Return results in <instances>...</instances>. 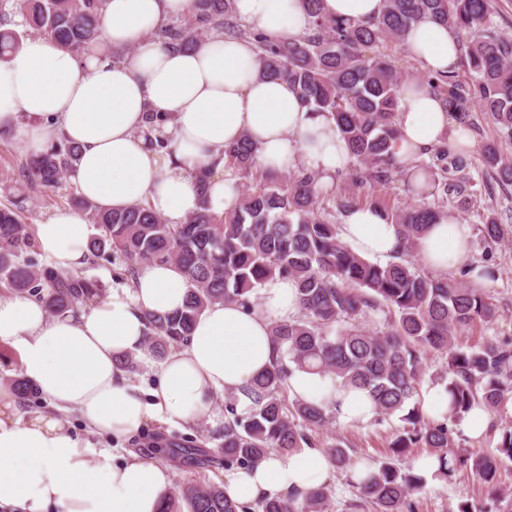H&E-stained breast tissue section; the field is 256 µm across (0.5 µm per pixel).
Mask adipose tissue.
<instances>
[{
  "label": "adipose tissue",
  "mask_w": 512,
  "mask_h": 512,
  "mask_svg": "<svg viewBox=\"0 0 512 512\" xmlns=\"http://www.w3.org/2000/svg\"><path fill=\"white\" fill-rule=\"evenodd\" d=\"M190 0H107L103 33L87 54L76 56L53 40L34 36L0 59V131H13L32 151L63 138L77 145L71 179L80 195L120 210L147 202L167 223H183L196 210L199 167L223 163L224 149L242 136L259 147L262 168H298L330 176L353 158L335 119L304 107L282 81L260 79L253 44L217 36L200 46L168 49L152 33ZM237 15L255 30L279 39L302 35L310 17L301 0H235ZM410 53L431 72L456 61V39L425 20L405 37ZM133 47L125 61L112 52ZM409 75L402 87L397 155L410 162L456 134L443 101L417 91ZM171 114L163 128L170 152L147 139L149 113ZM342 239L364 257L386 260L397 251L398 225L376 210L348 212ZM36 242L61 271L82 267L90 229L83 211L61 208L35 226ZM469 225L442 218L421 237L416 253L436 271L457 268L469 252ZM187 285L169 264L142 265L133 292L48 313L27 296H0V341L19 354L18 370L55 408L32 419L17 417V400L0 387V512H160L172 491L162 464L131 457L116 464L110 453L88 460L89 445L71 433L66 416L78 415L97 433L120 438L150 422L189 425L211 421L217 394L229 392L238 414L256 407L250 383L273 363L271 328L299 312L297 286L277 278L261 290L258 308L216 303L198 318L188 344L169 352L151 389L135 386L117 358L145 345L146 313L184 304ZM292 396L329 398L339 421L367 423L376 416L366 391L339 387L329 378L295 372ZM332 467L321 449L272 453L250 469L225 473L226 494L241 503L308 492L328 480Z\"/></svg>",
  "instance_id": "obj_1"
}]
</instances>
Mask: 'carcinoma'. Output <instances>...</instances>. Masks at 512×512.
<instances>
[{"mask_svg": "<svg viewBox=\"0 0 512 512\" xmlns=\"http://www.w3.org/2000/svg\"><path fill=\"white\" fill-rule=\"evenodd\" d=\"M107 0H25L26 23L61 48L80 55L101 34ZM189 15L156 32L166 47H195L220 33L228 40L248 39L257 56V73L288 83L302 105L328 112L353 155L349 176L358 186L388 185L403 180L407 191L422 202L388 209L377 200L367 204L401 227L402 252L415 250L417 240L444 213L448 200L459 209L472 195L465 150L446 140L429 150L430 161H416L425 176L419 184L397 157V116L403 75L375 48L401 43L413 24L430 18L459 35L455 71L425 72L422 86L439 96L461 126L473 125L481 112L512 141V38L500 35L492 22L491 0H385L381 14L368 21L326 17L321 0H302L311 18L307 32L296 38L271 39L238 22L234 0H191ZM25 34L0 31V57L16 51ZM79 148L61 142L30 157L22 166L23 182L55 188L70 173ZM485 164L499 179L512 184V162L494 148L484 150ZM224 169L247 175L253 186L239 194L233 208L212 211L205 186L217 174L198 170L204 190L198 209L182 224H169L146 204L121 210L79 201L100 234L90 243L95 254L110 250L123 257L133 274L144 263H171L184 277V306L172 313H148L146 343L162 359L186 344L199 315L215 303L257 306L258 292L271 280L288 278L298 286L300 315L272 327L276 357L271 368L254 378L258 407L243 416L235 399L224 403L223 443L217 450L171 441L156 452L172 461L191 460L200 467L224 463V469H248L271 451L292 453L312 446L309 432L335 418L330 406L288 399V380L296 371L330 376L342 387L368 391L376 421L396 414L403 422L383 460L357 464L341 442L327 452L332 467L350 472L360 499L376 512H413V497L426 479L399 466L411 448H428L439 461L440 479L453 480L473 471L491 497L500 496L497 473L512 462V427L499 429L494 451L456 446L458 423L474 406L497 414L512 402V338L460 349L456 332L477 322H490L495 308L479 288L460 286L446 278L426 276L412 263L385 265L360 256L343 241L336 214L319 207L334 194L314 173L299 169L281 178L258 164V145L245 137L224 149ZM437 197L439 204L425 201ZM482 233L497 245L508 234L489 218ZM33 246L30 228L9 207L0 208V283L17 294L37 298L52 313L100 299L101 284L78 273L19 260ZM475 280H495L490 265L469 266ZM384 320V329L368 323ZM444 356L443 373L435 380L448 393L442 419L430 417L419 395L424 375L423 354ZM331 491L322 486L283 499H262L252 505L229 498L224 487L190 485L166 500L161 512H330Z\"/></svg>", "mask_w": 512, "mask_h": 512, "instance_id": "obj_1", "label": "carcinoma"}]
</instances>
